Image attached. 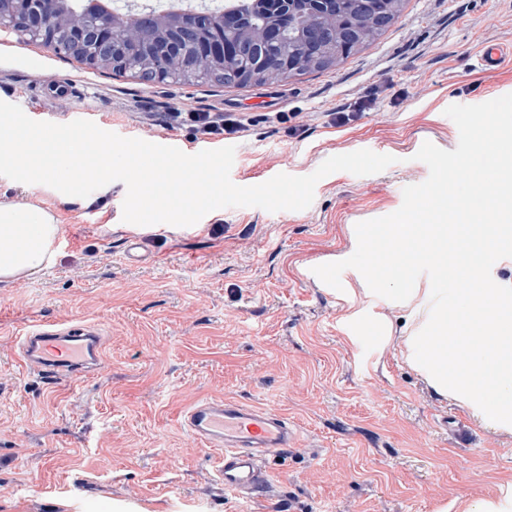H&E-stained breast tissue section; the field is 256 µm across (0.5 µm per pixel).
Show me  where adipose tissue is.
Here are the masks:
<instances>
[{
    "label": "adipose tissue",
    "mask_w": 512,
    "mask_h": 512,
    "mask_svg": "<svg viewBox=\"0 0 512 512\" xmlns=\"http://www.w3.org/2000/svg\"><path fill=\"white\" fill-rule=\"evenodd\" d=\"M165 174L136 184L135 196L154 204L155 215L192 205L193 176H186L175 188H167ZM63 232L54 217L39 209L0 205V280L32 279L44 274L54 263L56 243Z\"/></svg>",
    "instance_id": "ef3b65f1"
}]
</instances>
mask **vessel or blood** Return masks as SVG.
<instances>
[{
    "instance_id": "vessel-or-blood-1",
    "label": "vessel or blood",
    "mask_w": 512,
    "mask_h": 512,
    "mask_svg": "<svg viewBox=\"0 0 512 512\" xmlns=\"http://www.w3.org/2000/svg\"><path fill=\"white\" fill-rule=\"evenodd\" d=\"M512 57V45H491L481 52L478 66L499 69ZM101 339L89 327H65L55 322L32 326L21 340V358L54 382L70 381L96 369ZM181 425L206 447L217 450L214 473L226 492L252 501L271 483L269 457L295 447L298 434L287 416L223 397L205 398L187 407Z\"/></svg>"
}]
</instances>
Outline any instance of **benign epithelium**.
<instances>
[{
	"instance_id": "benign-epithelium-1",
	"label": "benign epithelium",
	"mask_w": 512,
	"mask_h": 512,
	"mask_svg": "<svg viewBox=\"0 0 512 512\" xmlns=\"http://www.w3.org/2000/svg\"><path fill=\"white\" fill-rule=\"evenodd\" d=\"M339 3L347 4L345 39L358 43L367 34L364 22L383 31L397 17L398 0H253L247 10H150L145 14L118 12L70 15L65 0H0V20L10 19L33 32L43 46L56 48L59 30L67 28L71 50L95 69L110 70L121 63L124 38L135 42L143 57L151 58L162 46L179 45L176 66L191 77L202 68L224 72L232 84H273L305 70L306 66L336 52L332 19ZM265 16L261 41L248 42L254 33L255 14ZM304 20L297 49L278 60L264 59L260 69H229L234 61L258 54L259 43L277 45L288 28Z\"/></svg>"
}]
</instances>
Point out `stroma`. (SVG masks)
Masks as SVG:
<instances>
[{"instance_id": "obj_1", "label": "stroma", "mask_w": 512, "mask_h": 512, "mask_svg": "<svg viewBox=\"0 0 512 512\" xmlns=\"http://www.w3.org/2000/svg\"><path fill=\"white\" fill-rule=\"evenodd\" d=\"M512 44V0H401L377 39L321 72L247 87L144 81L91 68L0 28V101L39 121H93L106 131L185 153L236 148L230 177L257 185L308 175L329 157L368 149L386 170L339 171L306 209L229 207L154 239L122 228L126 187L88 197L0 176V204L32 206L63 226L53 266L0 280V512H459L512 475V434L440 396L402 355L418 318L383 304L352 270V292L314 267L344 260L357 223L397 211L429 169L424 142H459L445 110L512 94V61L484 72L482 47ZM67 78L77 93L51 97ZM368 101L343 125L338 105ZM237 112L231 139L167 128L163 112ZM296 113L297 131L277 120ZM369 320L348 324L350 307ZM83 321L103 338L102 365L67 384L15 358L38 321ZM284 413L299 440L270 459L275 486L248 502L226 495L213 450L179 414L207 397ZM467 422L458 447L446 422Z\"/></svg>"}]
</instances>
